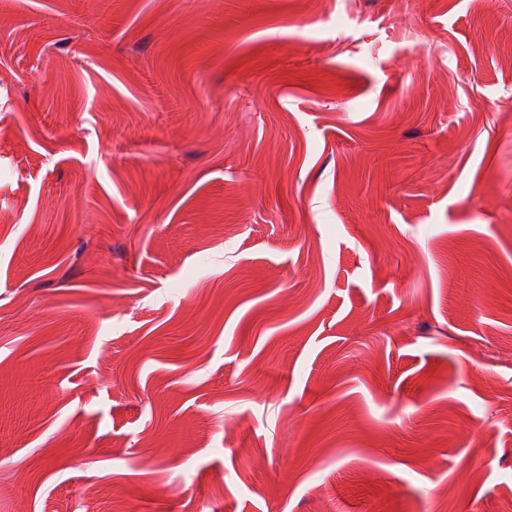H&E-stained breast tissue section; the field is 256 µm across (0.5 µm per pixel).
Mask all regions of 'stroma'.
<instances>
[{
	"mask_svg": "<svg viewBox=\"0 0 512 512\" xmlns=\"http://www.w3.org/2000/svg\"><path fill=\"white\" fill-rule=\"evenodd\" d=\"M505 499L512 0H0V512Z\"/></svg>",
	"mask_w": 512,
	"mask_h": 512,
	"instance_id": "stroma-1",
	"label": "stroma"
}]
</instances>
